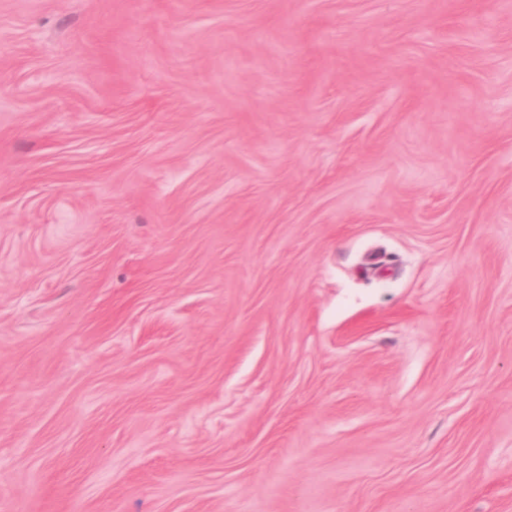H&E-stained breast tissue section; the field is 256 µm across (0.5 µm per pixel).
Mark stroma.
Returning <instances> with one entry per match:
<instances>
[{
  "mask_svg": "<svg viewBox=\"0 0 512 512\" xmlns=\"http://www.w3.org/2000/svg\"><path fill=\"white\" fill-rule=\"evenodd\" d=\"M0 512H512V0H0Z\"/></svg>",
  "mask_w": 512,
  "mask_h": 512,
  "instance_id": "stroma-1",
  "label": "stroma"
}]
</instances>
